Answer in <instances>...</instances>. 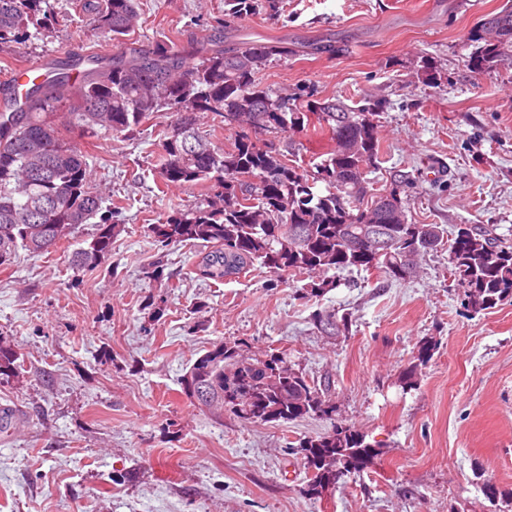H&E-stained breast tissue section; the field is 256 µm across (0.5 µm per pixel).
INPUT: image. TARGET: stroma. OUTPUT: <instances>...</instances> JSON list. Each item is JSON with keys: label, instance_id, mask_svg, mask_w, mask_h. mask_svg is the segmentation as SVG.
<instances>
[{"label": "stroma", "instance_id": "stroma-1", "mask_svg": "<svg viewBox=\"0 0 512 512\" xmlns=\"http://www.w3.org/2000/svg\"><path fill=\"white\" fill-rule=\"evenodd\" d=\"M75 0H50L54 29L0 48V84L39 57L67 62L109 49L74 23ZM503 0H283L278 13L226 15L224 0H137L143 48L212 36L335 42L338 53L286 56L257 75L275 94L300 90L375 118L381 163L413 171L415 224H493L512 235V57L472 73L470 33ZM163 117L132 136L82 138L91 184L122 230L112 255L75 271L82 225L56 252H19L0 267V345L21 362L0 384L17 423L0 434V512H512V300L464 303L447 251L417 258L413 277L306 274L254 266L216 283L200 245L160 243L154 224L209 200L208 183L165 185ZM297 162L334 148L329 132L254 134ZM162 275H154L155 266ZM340 316L324 332L320 311ZM434 349L419 362L423 343ZM219 343L241 358L287 354L330 381L331 418L249 423L200 405L180 380ZM415 369L413 385L404 375ZM349 427L378 448L370 468L308 492L301 439Z\"/></svg>", "mask_w": 512, "mask_h": 512}]
</instances>
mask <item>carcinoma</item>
<instances>
[{
  "label": "carcinoma",
  "instance_id": "1",
  "mask_svg": "<svg viewBox=\"0 0 512 512\" xmlns=\"http://www.w3.org/2000/svg\"><path fill=\"white\" fill-rule=\"evenodd\" d=\"M234 14L260 7L255 0H229ZM48 0H0V45L16 43L30 29L46 30L55 18ZM136 0H76L78 14L111 37L113 55L88 56L62 64L50 79L25 77L21 97L0 107V266L19 250L49 255L75 229L97 218L95 232L71 255L76 270L101 265L112 255L119 225L101 213L102 198L90 185L76 138L127 135L162 111L166 130L159 141L160 176L169 184L214 182L222 188L210 200L188 206L153 224L162 243L202 241L198 270L222 283L259 263L294 274L336 269L376 271L395 280L414 273L418 256L448 246L453 274L467 306L486 310L512 297V244L490 226L465 225L454 236L440 224L408 221L400 189L411 174L392 171L390 191L377 193L365 180V165L376 163V107L354 111L342 102L279 97L257 82L267 63L288 54L278 40L239 37L191 47L197 62L186 65L182 51L160 45L146 51L126 40L137 21ZM279 11L278 0L261 6ZM467 66L474 73L512 56V0L483 15L471 34ZM201 112L238 128L228 150L199 135ZM336 140L329 157L309 168L286 155L258 147L250 130L279 132L306 128L310 116ZM318 182L325 192L314 191ZM185 394L250 422L327 418L334 412L330 381L318 385L272 356L248 362L234 347L217 344L200 355L181 379ZM311 493L319 494L342 476L358 472L378 456L355 430L300 441Z\"/></svg>",
  "mask_w": 512,
  "mask_h": 512
}]
</instances>
